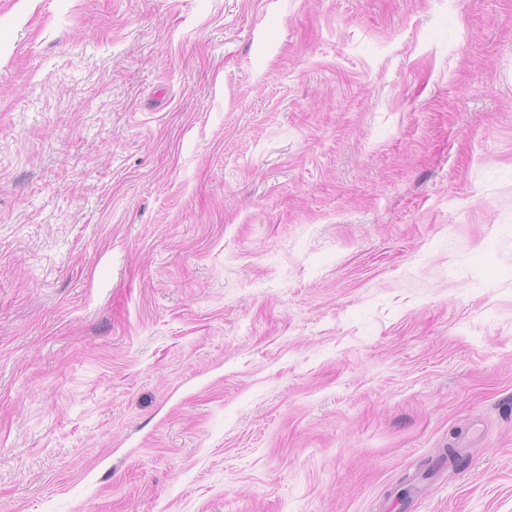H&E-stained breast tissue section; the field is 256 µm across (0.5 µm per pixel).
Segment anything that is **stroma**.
<instances>
[{"mask_svg": "<svg viewBox=\"0 0 512 512\" xmlns=\"http://www.w3.org/2000/svg\"><path fill=\"white\" fill-rule=\"evenodd\" d=\"M0 512H512V0H0Z\"/></svg>", "mask_w": 512, "mask_h": 512, "instance_id": "35a3bbf8", "label": "stroma"}]
</instances>
